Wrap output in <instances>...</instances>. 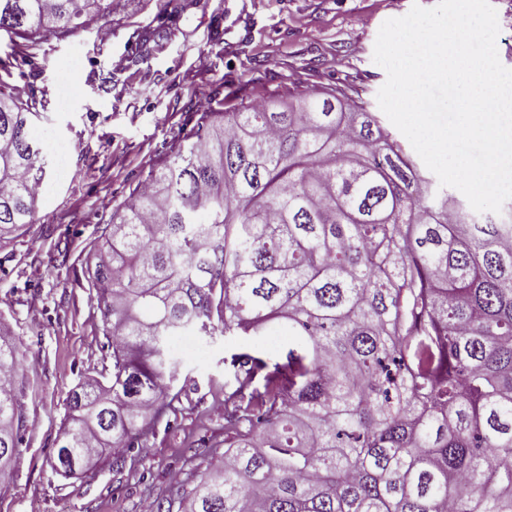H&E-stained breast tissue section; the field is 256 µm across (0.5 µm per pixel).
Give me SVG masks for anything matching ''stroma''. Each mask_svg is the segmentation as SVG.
Here are the masks:
<instances>
[{
    "label": "stroma",
    "mask_w": 512,
    "mask_h": 512,
    "mask_svg": "<svg viewBox=\"0 0 512 512\" xmlns=\"http://www.w3.org/2000/svg\"><path fill=\"white\" fill-rule=\"evenodd\" d=\"M436 0H113L112 12L38 45L0 34L7 83L37 101L35 136L49 190L34 223L0 240V325L21 354L20 455L0 477V512H141L177 508L224 454V386L251 344L194 338L179 353L174 410L151 421L146 446L104 452L76 478L50 459L70 392L112 371L90 296L86 258L114 210L159 168L198 113L256 100L285 107L311 89H343L379 112L386 80L373 60L384 21Z\"/></svg>",
    "instance_id": "obj_1"
}]
</instances>
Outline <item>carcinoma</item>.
Segmentation results:
<instances>
[{"mask_svg":"<svg viewBox=\"0 0 512 512\" xmlns=\"http://www.w3.org/2000/svg\"><path fill=\"white\" fill-rule=\"evenodd\" d=\"M113 0H0L35 42ZM36 108L0 80V233L34 223ZM88 279L112 375L73 390L53 470L132 448L179 399L169 338L288 336L233 358L224 470L180 512H512V224L446 198L339 91L202 112L112 213ZM19 350L0 332V469Z\"/></svg>","mask_w":512,"mask_h":512,"instance_id":"carcinoma-1","label":"carcinoma"}]
</instances>
